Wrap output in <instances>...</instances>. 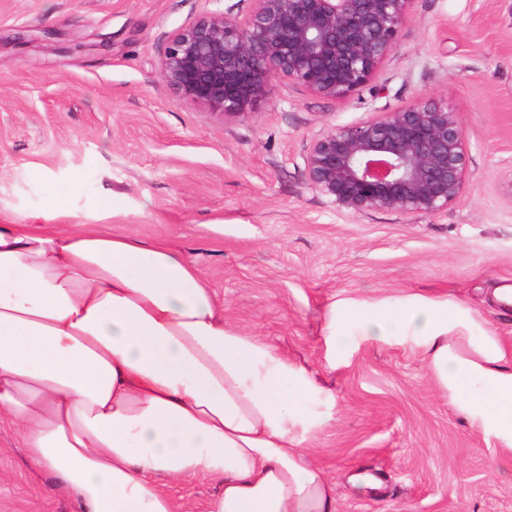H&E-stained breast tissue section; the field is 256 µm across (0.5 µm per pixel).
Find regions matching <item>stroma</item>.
Segmentation results:
<instances>
[{
  "mask_svg": "<svg viewBox=\"0 0 512 512\" xmlns=\"http://www.w3.org/2000/svg\"><path fill=\"white\" fill-rule=\"evenodd\" d=\"M250 0H0V219L99 224L181 250L224 323L307 368L303 445L337 512H512V459L449 403L407 340L366 336L352 306L454 298L512 341V0H411L395 50L344 99L277 83L223 120L173 95L168 33ZM426 96L460 114L463 193L435 214L348 213L311 188L305 155L335 126ZM119 198L104 212L100 201ZM342 313L330 320V308ZM348 345L334 352V336ZM380 483L357 490L351 474ZM216 480L168 483L209 512ZM0 512H77L0 428Z\"/></svg>",
  "mask_w": 512,
  "mask_h": 512,
  "instance_id": "obj_1",
  "label": "stroma"
}]
</instances>
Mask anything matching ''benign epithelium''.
Instances as JSON below:
<instances>
[{
	"label": "benign epithelium",
	"mask_w": 512,
	"mask_h": 512,
	"mask_svg": "<svg viewBox=\"0 0 512 512\" xmlns=\"http://www.w3.org/2000/svg\"><path fill=\"white\" fill-rule=\"evenodd\" d=\"M171 31L159 61L180 99L225 120L243 117L286 80L327 99L368 85L396 48L411 0H250ZM468 152L458 112L421 97L310 144L308 184L341 210L434 214L463 192Z\"/></svg>",
	"instance_id": "benign-epithelium-1"
}]
</instances>
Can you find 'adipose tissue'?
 <instances>
[{
	"label": "adipose tissue",
	"instance_id": "ef3b65f1",
	"mask_svg": "<svg viewBox=\"0 0 512 512\" xmlns=\"http://www.w3.org/2000/svg\"><path fill=\"white\" fill-rule=\"evenodd\" d=\"M396 333L469 424L512 453V343L459 303L356 308ZM317 385L225 326L175 247L92 224L0 219V426L79 512H191L164 481L220 480L210 512H336V483L300 446Z\"/></svg>",
	"mask_w": 512,
	"mask_h": 512
}]
</instances>
